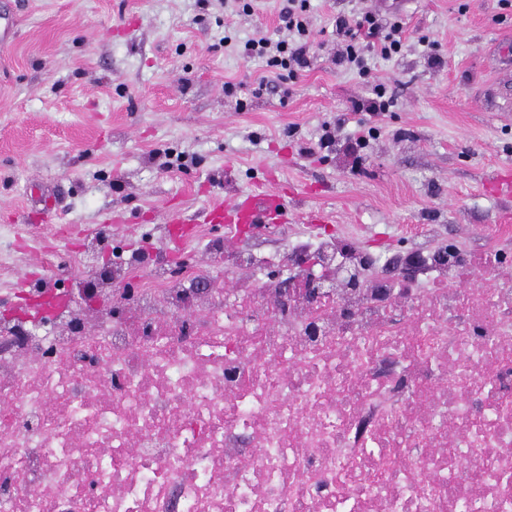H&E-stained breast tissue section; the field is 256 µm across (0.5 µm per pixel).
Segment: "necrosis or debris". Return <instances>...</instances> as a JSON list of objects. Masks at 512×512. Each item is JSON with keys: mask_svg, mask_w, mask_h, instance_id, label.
I'll list each match as a JSON object with an SVG mask.
<instances>
[{"mask_svg": "<svg viewBox=\"0 0 512 512\" xmlns=\"http://www.w3.org/2000/svg\"><path fill=\"white\" fill-rule=\"evenodd\" d=\"M283 292L239 252L0 324V512H512V283Z\"/></svg>", "mask_w": 512, "mask_h": 512, "instance_id": "1", "label": "necrosis or debris"}]
</instances>
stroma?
Listing matches in <instances>:
<instances>
[{
    "instance_id": "stroma-1",
    "label": "stroma",
    "mask_w": 512,
    "mask_h": 512,
    "mask_svg": "<svg viewBox=\"0 0 512 512\" xmlns=\"http://www.w3.org/2000/svg\"><path fill=\"white\" fill-rule=\"evenodd\" d=\"M286 4L246 15L236 0H0V30L14 32L0 46V316L34 286L56 288L59 254L73 277H94L110 257L90 248L103 224L147 262L210 266L225 227L203 225V210L258 184L303 194L283 230L236 238L245 251L304 231L388 257L419 232L430 249L512 254V197L493 186L512 173V65L499 58L512 0H310L307 62L279 77L237 44L285 38ZM370 8L399 15L409 41L361 77L334 64L336 19ZM379 81L394 95L381 116L358 107ZM339 118L332 151L300 153ZM361 126L374 134L357 150ZM317 209L329 223L302 224Z\"/></svg>"
}]
</instances>
